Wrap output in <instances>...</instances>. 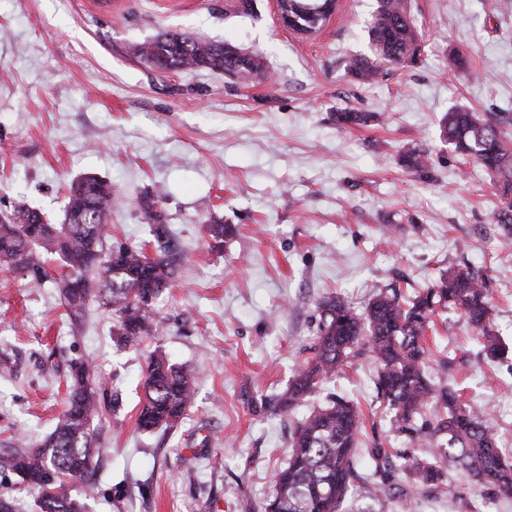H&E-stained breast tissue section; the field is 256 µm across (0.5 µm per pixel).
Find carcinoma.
<instances>
[{"mask_svg":"<svg viewBox=\"0 0 512 512\" xmlns=\"http://www.w3.org/2000/svg\"><path fill=\"white\" fill-rule=\"evenodd\" d=\"M371 55H357L346 64L348 73L362 82L386 74L388 65L415 63L421 54L420 35L407 0H378L368 27ZM137 54L148 68L163 60L162 70L222 71L246 82L264 75L259 53H242L229 44L205 41L168 31L142 44ZM346 129L367 124L372 116L358 110L334 114ZM512 126V114L490 118L460 106L443 119V137L454 151L470 158L491 178L499 205L492 223L512 229V140L503 125ZM401 163L421 177L428 176L430 158L412 149ZM112 183L86 175L69 186V199L60 224H52L36 208L18 205L0 214V270L41 284L53 281L65 300L71 324L81 323L88 301L99 298L112 312V335L137 347L157 335L159 322L151 315L155 298L174 286L178 251L172 244L162 214L144 211L155 238V252L106 247L111 237ZM63 262L57 277L49 260ZM451 307L483 337L491 358L504 354L493 332L495 309L482 275L448 269L416 295L405 298L380 289L358 313L330 296L319 309L321 317L315 354L296 371L274 407L290 411L305 397L321 390L350 359L371 354L377 396L393 413L394 430L409 435L417 416L436 406L433 441L426 455L402 454V463L388 469L391 449L383 443L370 449L379 480L362 493L383 505L394 495L409 501L425 486L446 485L447 468L462 467L480 486L512 494V463L506 459L484 412L463 399L459 390L437 386L429 376V347L423 344L438 307ZM144 398L138 425L144 431L172 429L192 406L193 371L169 363L154 353L147 362ZM102 388L90 381L82 363L71 366L68 405L53 432L33 446L20 445L0 453V472H12L37 500L40 512H86L85 499L94 492V464L103 453L93 422L102 411ZM363 418L348 398L332 396L327 405L311 412L290 436L287 465L274 475V494L264 512H344V503L357 480L353 458ZM58 475L50 490L41 484L47 471ZM84 484V497L72 496L70 484Z\"/></svg>","mask_w":512,"mask_h":512,"instance_id":"cac0c4a2","label":"carcinoma"}]
</instances>
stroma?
<instances>
[{
  "label": "stroma",
  "mask_w": 512,
  "mask_h": 512,
  "mask_svg": "<svg viewBox=\"0 0 512 512\" xmlns=\"http://www.w3.org/2000/svg\"><path fill=\"white\" fill-rule=\"evenodd\" d=\"M410 8L419 62L362 84L345 62L369 53L376 0H339L309 37L279 24L274 0H0V212L24 202L59 222L68 185L91 173L122 199L108 246L146 248L150 227L132 201L161 185L155 208L183 255L177 288L152 306L159 333L137 351L116 344L96 301L74 327L54 283L0 271V448L54 430L77 360L106 389L89 512H262L290 434L334 393L365 414L361 481L373 479L374 442L429 448L432 414L412 436L393 432L366 356L290 412L270 407L311 355L328 296L360 310L375 288L411 295L470 267L486 275L497 334L512 347V234L491 223L489 176L440 136L451 107L512 112V0ZM170 30L258 52L266 73L243 85L141 63L135 47ZM457 51L469 73L452 70ZM343 109L375 118L344 130L333 119ZM412 148L431 157L428 177L402 166ZM214 222L236 227L218 248ZM426 342L435 383L485 409L512 454V360L487 358L450 308ZM155 350L196 370L195 399L178 426L145 433L137 410ZM447 484L385 512H512V496L465 471Z\"/></svg>",
  "instance_id": "1"
}]
</instances>
